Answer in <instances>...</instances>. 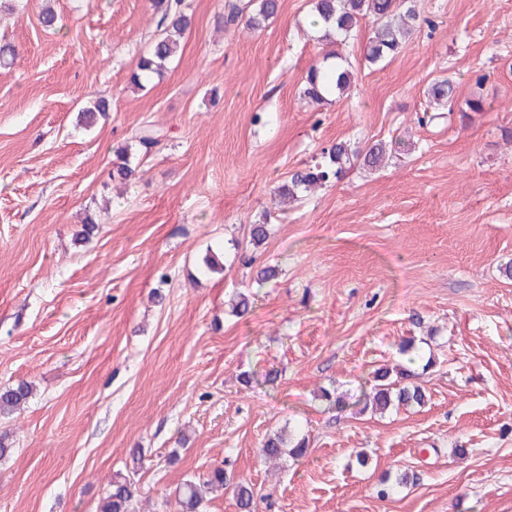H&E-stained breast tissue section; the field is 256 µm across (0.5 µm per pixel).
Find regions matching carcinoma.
<instances>
[{
    "instance_id": "cac0c4a2",
    "label": "carcinoma",
    "mask_w": 512,
    "mask_h": 512,
    "mask_svg": "<svg viewBox=\"0 0 512 512\" xmlns=\"http://www.w3.org/2000/svg\"><path fill=\"white\" fill-rule=\"evenodd\" d=\"M158 16V36L148 52L140 57L137 70L130 77L136 88L145 87L153 76H160L182 52V38L191 26V16L185 0H152ZM279 0H247L243 5L227 4L224 23L241 22L251 29L261 26L277 14ZM312 25L320 27L321 38L331 47L319 64L307 72L304 96L316 104H330L341 100L350 89L353 73L349 62L333 47L347 42L356 35L361 20L371 19L370 34L366 43L365 58L371 64H379L396 55L403 44L421 28L420 15L415 0H312ZM456 86L451 78L434 81L428 89V97L440 106H448L454 112ZM108 111L105 100L81 111L83 122L90 126L97 116ZM163 135L149 123H144L135 135V142L144 153H149L162 141ZM359 158V153L346 142H336L322 151V160L294 172L288 182L274 189V194L283 200H294L298 194L322 187L340 177L346 165ZM132 156L128 150L117 151L113 163L112 178L129 182L134 175ZM33 393V383L20 380L0 389V416L10 415L28 403ZM427 398L419 374L401 369L391 373L380 368L369 380V390L363 392L365 408L386 412L392 408L421 406ZM306 452V441H297L276 433L267 438L261 454L267 459L289 456L299 459ZM224 468L214 467L200 477L184 481L176 490L175 497L180 512H202L205 494L224 489ZM240 512H251L253 490L243 483L235 488ZM136 494V485L130 475L121 472L112 476L99 503V512H130Z\"/></svg>"
}]
</instances>
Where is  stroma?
Wrapping results in <instances>:
<instances>
[{"instance_id": "1", "label": "stroma", "mask_w": 512, "mask_h": 512, "mask_svg": "<svg viewBox=\"0 0 512 512\" xmlns=\"http://www.w3.org/2000/svg\"><path fill=\"white\" fill-rule=\"evenodd\" d=\"M188 2L182 55L138 89L152 0H0L18 48L0 69V387L35 384L0 418L15 445L0 512H97L135 448L134 512H174L176 488L215 466L227 482L205 512H238L241 482L253 512H512V0H416L420 31L378 65L362 20L330 105L303 97L327 50L311 0L255 30L225 25V0ZM444 77L488 110L420 123ZM98 99L110 110L85 128ZM146 120L161 146L113 182ZM341 140L408 148L280 211L273 188ZM408 338L434 360L427 403L360 411ZM295 428L306 455L265 463L267 437Z\"/></svg>"}]
</instances>
